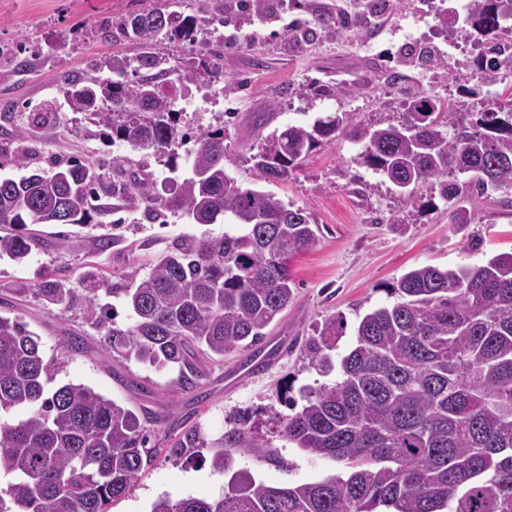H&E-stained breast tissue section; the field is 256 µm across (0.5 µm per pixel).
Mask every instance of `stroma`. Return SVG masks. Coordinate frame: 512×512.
Listing matches in <instances>:
<instances>
[{"mask_svg": "<svg viewBox=\"0 0 512 512\" xmlns=\"http://www.w3.org/2000/svg\"><path fill=\"white\" fill-rule=\"evenodd\" d=\"M421 0H390L384 18L336 38L321 40L296 52L282 35L285 24L301 12L281 0L279 21H248L237 28V45L225 50L224 81L199 76L194 86L211 97L231 101L236 111L225 124L220 107L197 99V111L184 113L183 125L228 126L226 169L247 187L273 192L284 201L304 207L320 229L316 246L297 256L292 270L298 284L288 311L269 328L267 349L273 361L261 372L248 373L238 354L225 355L210 365L201 392L180 388L172 371H157L135 359L106 350L100 332L82 308L48 309L33 298L0 294V314L22 316L42 344L44 357L55 367L56 384L73 382L93 388L108 398L143 406L162 423L154 429L152 444L159 452L129 492L112 501L109 512H150L158 497H215L225 477L210 466L213 444L237 427L244 411L285 412L283 389L299 396L304 386L331 383L335 374L320 373L305 350L331 316L344 321L333 358L345 355L355 342L360 319L393 303L388 290L410 269L432 265L457 269L478 265L492 256L512 252V203L478 199L470 206V220L453 224L448 206L429 186H419L414 203H403L390 183L356 162V146L340 137L316 146L285 181H267L250 158L263 138L286 125H305L330 112L348 113L366 123H398L406 103L430 90L457 108L456 120L470 125L487 99L512 103V89L472 80L475 43L463 32L453 33L452 44L436 52L445 65L436 69L407 68L399 91L379 81L381 72L394 68L392 48L407 34L440 36L433 15ZM162 0H0V71L11 68L15 55H32L30 70L0 81V145L25 143L35 150L33 166L48 160L78 157L89 163L132 157L123 142L103 144L84 114L73 112L58 90L61 74L81 76L99 69L103 59L130 55L123 42L102 39L98 26L108 18L161 6ZM55 105L57 124L28 125L23 105ZM40 246L22 265L0 260V284L30 282L43 270L54 271L80 286L94 272L122 281L132 269L148 272L156 258L184 234L219 236L223 225L192 223L172 214L166 223L147 219L143 210L122 208L101 223L84 227L40 224ZM68 233L75 248L57 245ZM113 238L110 248L98 247L101 237ZM83 339L80 351H71L70 337ZM193 434V445L175 452L176 442ZM275 461L234 453L233 469L275 486L314 482L334 474V462L309 456L278 435H270Z\"/></svg>", "mask_w": 512, "mask_h": 512, "instance_id": "stroma-1", "label": "stroma"}]
</instances>
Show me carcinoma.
I'll use <instances>...</instances> for the list:
<instances>
[{
    "instance_id": "1",
    "label": "carcinoma",
    "mask_w": 512,
    "mask_h": 512,
    "mask_svg": "<svg viewBox=\"0 0 512 512\" xmlns=\"http://www.w3.org/2000/svg\"><path fill=\"white\" fill-rule=\"evenodd\" d=\"M269 0H210L207 23L222 27L238 14L262 19ZM189 0H166L115 17L104 39L123 38L134 53L99 64L118 78L62 75L59 91L74 112L93 118L106 140H119L182 171L167 196L154 192L141 167L113 178L80 159L51 162L20 177H0V258L28 261L40 244L29 224L88 225L108 213L104 201L123 196L156 220L181 213L195 224H222L221 236H183L149 273L133 270L120 285L86 280L84 292L49 270L35 283L10 284L16 296L45 307H82L106 348L157 369H178L177 385L193 390L211 363L238 353L251 362L268 327L294 297L291 264L318 242L302 207L274 193L244 187L224 167L225 129L180 126L181 112L159 79L185 92L200 73L215 79L230 42L204 58L168 65L162 45L195 44L202 25ZM512 0H472L459 28L478 43L499 41L500 17ZM344 21L333 11L310 12L284 37L296 49L312 42L310 29L330 39ZM132 73L135 79L123 80ZM46 104L28 113L29 125L56 123ZM345 136L359 146L357 163L396 186L410 202L429 184L445 202L472 201L488 190H512V107L489 99L469 127L455 107L428 93L407 104L398 125L353 121L346 114L286 125L263 139L251 157L267 180H285L315 146ZM192 153L182 156L185 141ZM29 166L19 143L0 166ZM390 294L396 301L365 314L336 380L301 390L291 414H272L275 434L306 453L334 461L322 480L278 487L234 474L217 498L160 497L150 512H512V253L482 265L405 273ZM122 300L130 325L113 320L104 298ZM336 318L307 344L311 362L333 370ZM39 336L18 316L0 315V512H109L159 449L148 425L157 417L130 409L93 388L53 381ZM23 408L25 418L5 420ZM275 458L258 429L233 428L220 439L211 467L230 470L224 448Z\"/></svg>"
}]
</instances>
